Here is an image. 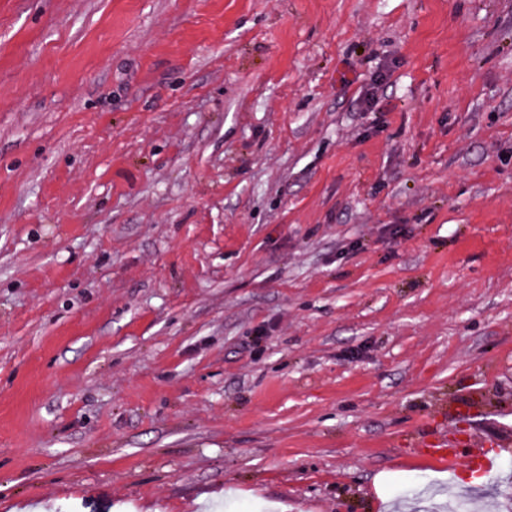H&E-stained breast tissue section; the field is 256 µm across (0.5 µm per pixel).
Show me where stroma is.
Masks as SVG:
<instances>
[{
	"label": "stroma",
	"instance_id": "35a3bbf8",
	"mask_svg": "<svg viewBox=\"0 0 512 512\" xmlns=\"http://www.w3.org/2000/svg\"><path fill=\"white\" fill-rule=\"evenodd\" d=\"M461 500L512 512V0H0V512ZM485 444L476 445V448H470L468 461L474 465L477 472L489 474L497 464V453L491 452L485 448Z\"/></svg>",
	"mask_w": 512,
	"mask_h": 512
}]
</instances>
